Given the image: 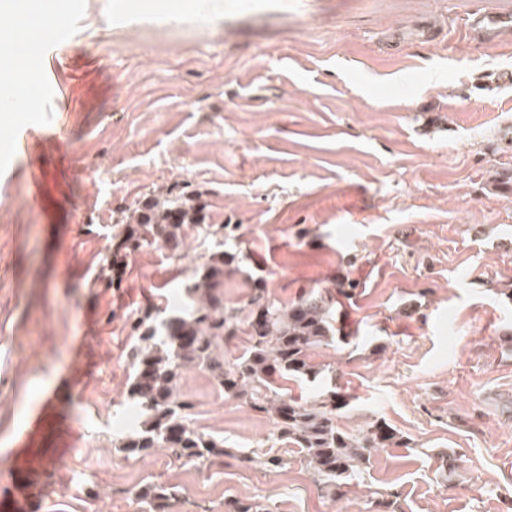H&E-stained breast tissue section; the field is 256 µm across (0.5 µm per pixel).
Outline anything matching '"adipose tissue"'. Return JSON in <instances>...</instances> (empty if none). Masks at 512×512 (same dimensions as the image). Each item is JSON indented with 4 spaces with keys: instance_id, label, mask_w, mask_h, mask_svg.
I'll list each match as a JSON object with an SVG mask.
<instances>
[{
    "instance_id": "1",
    "label": "adipose tissue",
    "mask_w": 512,
    "mask_h": 512,
    "mask_svg": "<svg viewBox=\"0 0 512 512\" xmlns=\"http://www.w3.org/2000/svg\"><path fill=\"white\" fill-rule=\"evenodd\" d=\"M64 13L62 0H0V42L6 51L0 56V108L34 111L42 88L33 69L54 36L43 17L48 11Z\"/></svg>"
}]
</instances>
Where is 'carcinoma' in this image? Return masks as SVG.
Segmentation results:
<instances>
[{"mask_svg": "<svg viewBox=\"0 0 512 512\" xmlns=\"http://www.w3.org/2000/svg\"><path fill=\"white\" fill-rule=\"evenodd\" d=\"M201 194L186 190L163 198L147 195L118 219V244L126 252L163 240L174 247L194 224L207 235L222 236L226 226L206 223ZM243 258L217 251L186 288V305L179 313L158 319L152 312L134 321L141 345L132 353L134 377L130 396L139 418L118 441L129 454L162 448L185 464L205 465L230 456L224 440L198 431L192 424V404L179 398L176 383L182 371L197 367L228 398L245 402L268 416L277 438L298 448L312 477L331 495L359 479L379 451L405 445L396 429L377 419L352 431L338 423L347 406L334 390H316L307 398L290 396L283 381L314 382L334 375L328 365L312 361L315 349L335 336L334 297L310 290L291 305L267 294L260 282L248 303V313L224 305V266ZM246 326L249 345L231 356L224 346ZM173 488L150 484L138 492L149 512H168ZM224 512H271L266 499L234 496L224 500Z\"/></svg>", "mask_w": 512, "mask_h": 512, "instance_id": "cac0c4a2", "label": "carcinoma"}]
</instances>
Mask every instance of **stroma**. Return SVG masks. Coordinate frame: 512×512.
Segmentation results:
<instances>
[{"label": "stroma", "mask_w": 512, "mask_h": 512, "mask_svg": "<svg viewBox=\"0 0 512 512\" xmlns=\"http://www.w3.org/2000/svg\"><path fill=\"white\" fill-rule=\"evenodd\" d=\"M207 24L148 9L79 15L39 82L36 111L0 113V512H224L230 496L273 512H512V29L474 39L477 14L512 0H223ZM45 188L34 204L35 181ZM200 192L227 241L189 232L101 272L121 212L142 196ZM224 303L254 276L275 300L357 284L335 319L336 368L353 429L383 419L405 446L358 484L321 492L272 421L225 398L201 370L194 424L233 456L191 467L117 442L146 310L176 312L219 247ZM45 410L42 433L21 436ZM283 458L284 467L267 464ZM138 497L148 504L149 512H167L170 500L175 495L173 487L164 484H150L138 492Z\"/></svg>", "instance_id": "stroma-1"}]
</instances>
